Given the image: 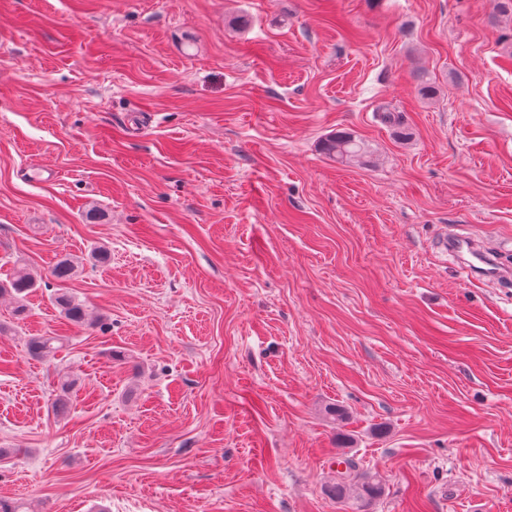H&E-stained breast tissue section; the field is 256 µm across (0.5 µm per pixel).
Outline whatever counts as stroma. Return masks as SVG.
I'll return each mask as SVG.
<instances>
[{
  "mask_svg": "<svg viewBox=\"0 0 512 512\" xmlns=\"http://www.w3.org/2000/svg\"><path fill=\"white\" fill-rule=\"evenodd\" d=\"M452 233L512 274L497 0H0V498L342 512L351 458L372 512H512V277ZM321 150L329 159L342 163L360 160L366 153L364 143L353 133L344 130L326 137L321 143ZM466 251L470 257L469 265L475 269L481 270L486 274H492L493 268L490 259L481 251L475 249L470 244L459 239H448V253L460 255ZM327 493L336 499L337 503L342 504L345 511L349 509L361 512V506L379 499L384 493V488L375 477L367 476L356 485H351L339 475L336 482L327 487Z\"/></svg>",
  "mask_w": 512,
  "mask_h": 512,
  "instance_id": "obj_1",
  "label": "stroma"
}]
</instances>
